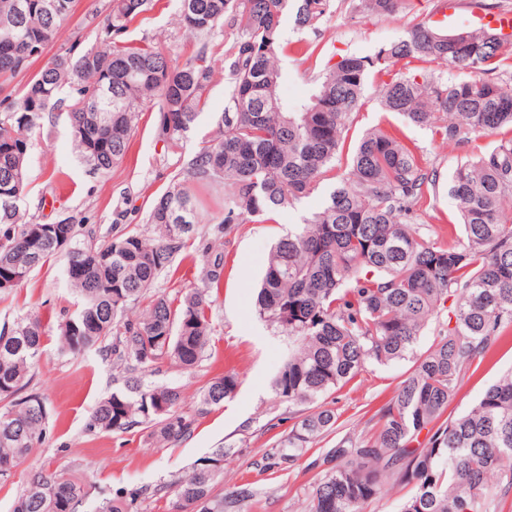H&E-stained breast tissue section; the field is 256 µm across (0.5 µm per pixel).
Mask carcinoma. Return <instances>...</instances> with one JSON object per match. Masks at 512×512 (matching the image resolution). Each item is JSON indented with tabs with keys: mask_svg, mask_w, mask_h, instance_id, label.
<instances>
[{
	"mask_svg": "<svg viewBox=\"0 0 512 512\" xmlns=\"http://www.w3.org/2000/svg\"><path fill=\"white\" fill-rule=\"evenodd\" d=\"M14 1L26 7L13 12ZM51 2L0 0V85L31 62L18 47L36 39L46 49L60 38L71 13L50 14ZM398 3L359 0L352 8L383 17ZM150 5L111 0L95 46L56 56L17 95L0 100V298L51 259H64V279L80 302L60 325L61 346L68 352L99 347L123 381L95 407L88 430L141 427L166 446L189 437L199 418L233 398L239 381L230 372L208 381L189 408L181 390L150 380L164 363L191 372L204 360L214 332L210 293L222 281L224 254L206 253L199 284L172 299L156 285L200 235L201 190L224 186L216 220L228 235L247 222L274 221L339 167L372 72L383 78L378 94L386 111L458 147L478 134L496 135L498 144L450 176L462 243L431 242L412 226L436 171L421 167L404 140L376 128L336 174L323 208L274 246L256 311L292 339L272 383L275 398L304 409L275 435L262 470L296 462L336 432L339 415L326 402L329 393L370 364L411 358L412 370L373 416L371 431L336 439L308 512H365L392 488L404 490L398 512H497L512 493V370L466 412L451 416L448 407L461 379L512 335V213L503 208L512 196V86L495 77L504 62L512 66V41L481 28L450 36L419 22L372 57L346 55L325 64L308 98L287 100L279 92L284 18L291 11L299 28L316 32L332 0H176L180 24L200 39L183 62L123 38ZM223 22L228 82L216 135L153 198L146 228L126 227L98 243L82 241L78 224H59L71 250L58 249L49 237L31 242L33 222L21 202L28 192L29 132L40 115L61 105L59 94L71 89L74 141L95 171L125 160L151 101L158 136L172 150L181 147L206 105L217 65L208 38ZM445 307L446 327L417 353L424 328ZM43 339L37 316L0 330V401L11 404L0 412L3 478L46 434L45 403L26 392ZM230 452L211 449L173 482L172 512H232L252 496L246 484L221 491V463ZM88 497L78 473L32 470L12 512H84ZM134 503L104 493L95 512H132Z\"/></svg>",
	"mask_w": 512,
	"mask_h": 512,
	"instance_id": "obj_1",
	"label": "carcinoma"
}]
</instances>
